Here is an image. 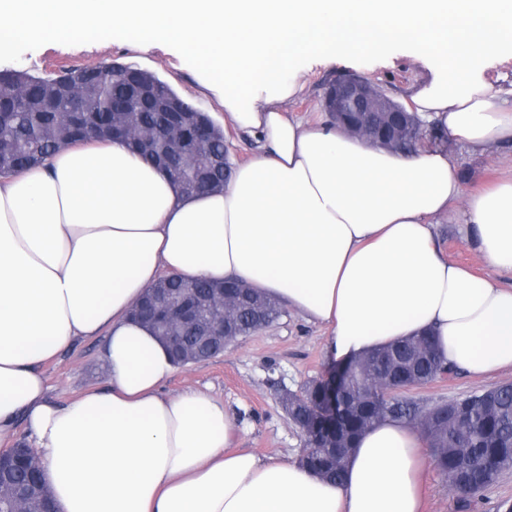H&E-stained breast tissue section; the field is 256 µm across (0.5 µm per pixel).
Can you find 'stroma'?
<instances>
[{
    "mask_svg": "<svg viewBox=\"0 0 512 512\" xmlns=\"http://www.w3.org/2000/svg\"><path fill=\"white\" fill-rule=\"evenodd\" d=\"M103 62L149 70L211 113L216 121L224 119V107L210 91L211 86L222 85L220 74L174 48L139 45L124 32L94 40H23L0 55V70L41 76L64 67L96 66ZM435 64V57L413 42H393L374 49L358 47L327 60L300 57L293 61L291 70L303 83L304 91L288 102L287 110L305 123L327 121L321 105L324 89L344 74L369 77L388 96L404 103L416 87L430 80ZM457 154L459 175L467 194L492 182L512 164V152L507 150L480 155L461 148ZM435 234L448 259L496 279L502 286L512 287V272L487 264L467 239L462 225L439 220L435 223ZM325 342L323 327L287 310L274 324L240 338L219 357L178 368L161 391L168 396L189 389L211 393L236 422V448L294 461L301 454L304 436L285 412L281 395L287 390L300 391L309 380L327 376L331 366L325 357ZM41 370L50 397L62 405L77 399L88 388H108L103 337L77 340L43 364ZM505 383H512L511 369L483 378L458 371L450 379L404 391L403 396L429 408ZM421 484L423 512H512V470L504 472L484 491L464 497L452 490L434 463L429 462Z\"/></svg>",
    "mask_w": 512,
    "mask_h": 512,
    "instance_id": "1",
    "label": "stroma"
}]
</instances>
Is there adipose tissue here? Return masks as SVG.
<instances>
[{"label": "adipose tissue", "instance_id": "adipose-tissue-1", "mask_svg": "<svg viewBox=\"0 0 512 512\" xmlns=\"http://www.w3.org/2000/svg\"><path fill=\"white\" fill-rule=\"evenodd\" d=\"M117 29L223 73L224 127L260 151L192 196L122 142L0 178V446L24 424L60 512H420L414 425L368 429L340 483L234 449L222 403L161 394L175 365L129 311L168 274L235 279L325 327L334 361L429 331L471 376L512 369V289L448 260L432 226L466 225L512 272V166L467 196L451 150L512 145V102L481 66L512 54V0H0V54ZM412 40L439 60L413 109L447 144L392 152L286 116L296 57ZM98 335L108 389L52 401L42 365Z\"/></svg>", "mask_w": 512, "mask_h": 512}]
</instances>
